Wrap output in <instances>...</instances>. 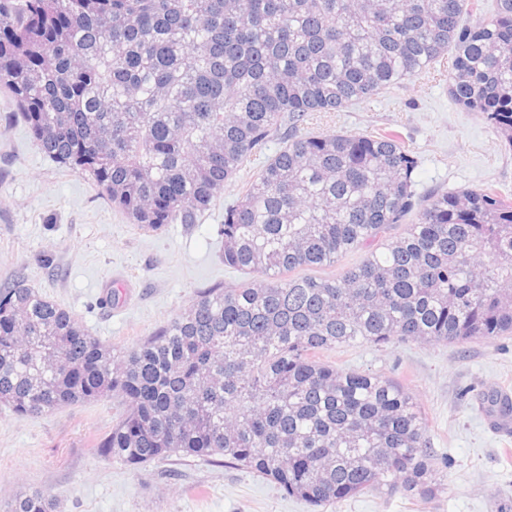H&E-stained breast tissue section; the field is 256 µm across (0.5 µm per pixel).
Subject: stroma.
<instances>
[{"label": "stroma", "instance_id": "stroma-1", "mask_svg": "<svg viewBox=\"0 0 512 512\" xmlns=\"http://www.w3.org/2000/svg\"><path fill=\"white\" fill-rule=\"evenodd\" d=\"M398 131L413 148L419 198L491 186L512 193V147L480 113L448 92V73L402 81L389 92L315 113L301 133ZM251 158L193 224L151 231L133 224L85 176L45 156L7 91L0 90V288L21 283L68 310L104 345L125 352L183 313L200 291L257 282L225 266L218 229L224 210L259 172ZM127 287L109 308L100 285ZM346 370L370 371L403 386L427 423L429 452L445 476L428 500L369 492L314 507L252 472L198 457L139 467L98 455L95 443L123 412L120 399L17 417L0 405V512L21 492L43 488L60 512H512V438L493 433L476 397L512 390V335L466 346L395 341L325 353Z\"/></svg>", "mask_w": 512, "mask_h": 512}]
</instances>
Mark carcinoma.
Instances as JSON below:
<instances>
[{"instance_id":"carcinoma-1","label":"carcinoma","mask_w":512,"mask_h":512,"mask_svg":"<svg viewBox=\"0 0 512 512\" xmlns=\"http://www.w3.org/2000/svg\"><path fill=\"white\" fill-rule=\"evenodd\" d=\"M497 2L468 27L481 0H0V87L34 142L142 228L195 223L282 140L220 228L224 265L264 282L209 288L121 353L35 289L0 290V403L38 417L112 394L124 412L100 456L199 457L313 506L442 488L413 396L319 354L511 334L512 197L418 201L399 133L298 129L450 52V95L512 146V0ZM359 247L364 260L338 279L290 277ZM8 512L58 506L33 490Z\"/></svg>"}]
</instances>
